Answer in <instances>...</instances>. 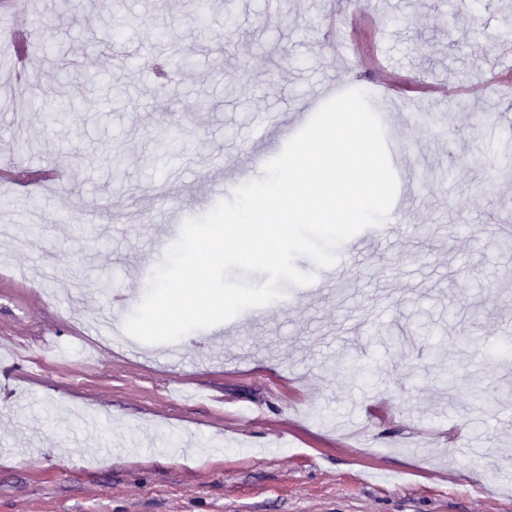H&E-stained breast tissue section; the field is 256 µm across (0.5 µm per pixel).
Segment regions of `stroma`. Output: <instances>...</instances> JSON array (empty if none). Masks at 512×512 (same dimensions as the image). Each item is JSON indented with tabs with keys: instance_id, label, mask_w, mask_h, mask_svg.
I'll use <instances>...</instances> for the list:
<instances>
[{
	"instance_id": "obj_1",
	"label": "stroma",
	"mask_w": 512,
	"mask_h": 512,
	"mask_svg": "<svg viewBox=\"0 0 512 512\" xmlns=\"http://www.w3.org/2000/svg\"><path fill=\"white\" fill-rule=\"evenodd\" d=\"M72 2L29 0L33 68L0 72V164L59 173L0 184V512H512V146L471 133L506 106L469 82L512 59V0H370L347 73L346 0H209L237 27L208 35L194 0ZM331 79L382 117L389 233L342 244L333 286L298 257L313 283L187 333L184 360L129 354L157 242L262 178Z\"/></svg>"
}]
</instances>
